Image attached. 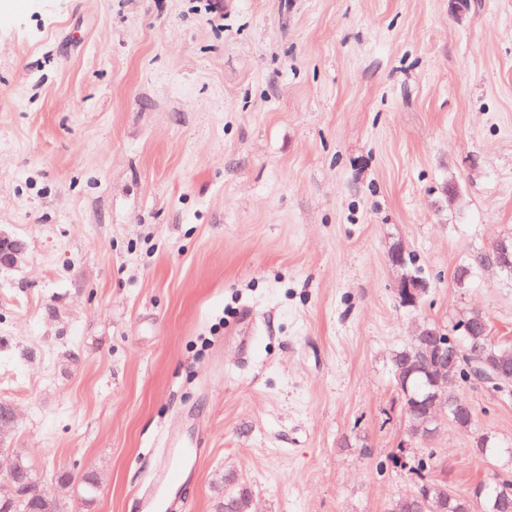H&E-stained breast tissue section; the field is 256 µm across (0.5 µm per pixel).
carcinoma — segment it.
<instances>
[{
  "instance_id": "cac0c4a2",
  "label": "carcinoma",
  "mask_w": 512,
  "mask_h": 512,
  "mask_svg": "<svg viewBox=\"0 0 512 512\" xmlns=\"http://www.w3.org/2000/svg\"><path fill=\"white\" fill-rule=\"evenodd\" d=\"M473 313L467 312L446 332L448 348L458 351L460 359L451 372L466 382L470 364L483 360L487 366L512 365V344L499 343L490 336L471 334ZM428 337L414 339L413 343L397 350L392 356V378L404 402L410 423V434L417 438L434 431L437 422L427 421L426 400L437 391L429 367L419 352L427 348ZM502 445L487 433L473 437V449L483 457L499 453ZM224 501L217 512H250L251 492L234 475L224 478ZM480 500L488 512H512V481L500 478L492 485H481L471 496L448 491L444 481L425 484L419 489L402 494L388 504L387 512H474L475 500ZM0 512H61L56 499L43 496L37 489L28 464L17 461L10 472L0 477Z\"/></svg>"
}]
</instances>
